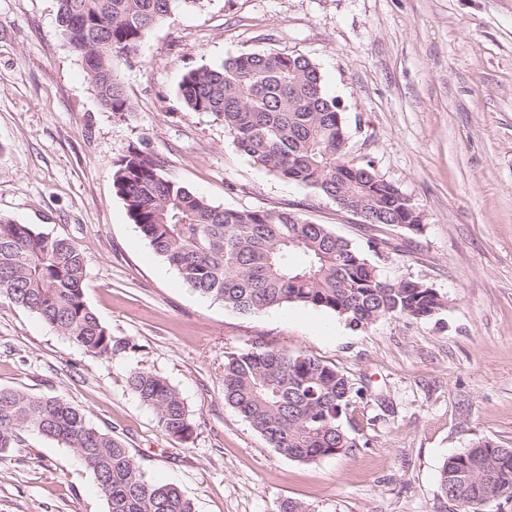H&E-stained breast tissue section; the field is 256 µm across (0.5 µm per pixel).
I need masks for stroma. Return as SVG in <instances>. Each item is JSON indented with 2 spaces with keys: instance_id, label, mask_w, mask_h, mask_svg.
Returning a JSON list of instances; mask_svg holds the SVG:
<instances>
[{
  "instance_id": "1",
  "label": "stroma",
  "mask_w": 512,
  "mask_h": 512,
  "mask_svg": "<svg viewBox=\"0 0 512 512\" xmlns=\"http://www.w3.org/2000/svg\"><path fill=\"white\" fill-rule=\"evenodd\" d=\"M58 0H0V214L88 255L85 299L126 351L101 359L26 309L0 302V387L58 396L118 436L145 478L195 512H455L440 470L480 440L512 447V0H202L177 7L114 71L133 103L102 107L58 32ZM317 64L344 118L347 154L372 162L422 216L413 234L369 229L314 190L255 166L223 123L187 111L183 76L245 53ZM133 148L166 176L234 209L296 212L367 250L392 282L447 297L429 319L355 330L288 305L240 313L197 294L156 256L112 187ZM261 341L321 359L361 390L356 447L301 462L224 402V359ZM166 377L191 414L168 438L128 388ZM0 512H106L69 449L35 433L0 462Z\"/></svg>"
}]
</instances>
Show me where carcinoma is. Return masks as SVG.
Segmentation results:
<instances>
[{"label":"carcinoma","mask_w":512,"mask_h":512,"mask_svg":"<svg viewBox=\"0 0 512 512\" xmlns=\"http://www.w3.org/2000/svg\"><path fill=\"white\" fill-rule=\"evenodd\" d=\"M59 34L85 64L101 105L120 119L131 103L114 61L138 55L147 33L178 3L199 0H58ZM184 106L224 124L237 147L268 173L314 189L336 206L365 212L372 224L421 230L411 199L372 162L346 157L336 100L317 65L302 55L249 53L185 74ZM113 188L156 255L200 295L242 313L301 304L330 311L362 330L382 318L427 319L447 299L416 281L389 282L350 240L297 212L221 208L167 178L145 149L123 156ZM87 255L76 243L0 215V301L21 306L85 353L110 358L129 348L116 340L84 295ZM130 390L157 416L162 432L188 442L191 415L157 373L135 369ZM360 390L336 366L300 351L255 342L224 360V401L280 455L313 462L357 447L341 420ZM35 432L70 449L92 474L106 512H194L173 484L145 480L124 443L90 424L57 396L0 388V461ZM440 492L460 512H486L512 497V448L481 440L449 458Z\"/></svg>","instance_id":"cac0c4a2"}]
</instances>
